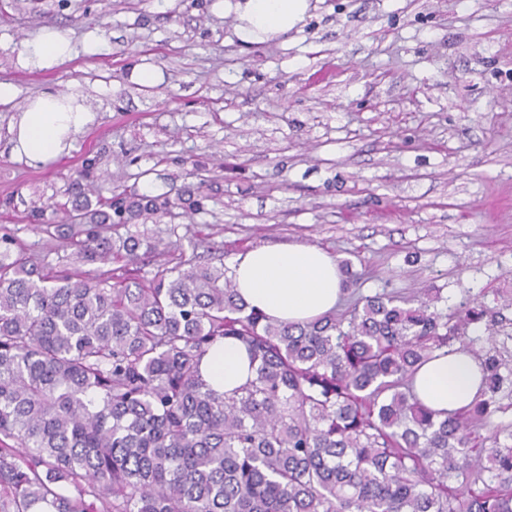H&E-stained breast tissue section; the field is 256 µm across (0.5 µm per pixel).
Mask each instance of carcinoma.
I'll return each instance as SVG.
<instances>
[{
  "label": "carcinoma",
  "instance_id": "cac0c4a2",
  "mask_svg": "<svg viewBox=\"0 0 512 512\" xmlns=\"http://www.w3.org/2000/svg\"><path fill=\"white\" fill-rule=\"evenodd\" d=\"M82 178L39 225L77 264L155 253L120 229L201 209L191 191L106 198ZM177 250L142 281L43 264L0 236V512H512V446L474 432L512 375L496 350L511 292L496 311L475 297L448 313L426 289L383 291L273 322L224 267H188ZM481 322L486 349L465 342ZM225 339L256 376L219 394L200 364ZM455 340L480 360L481 389L443 415L412 383Z\"/></svg>",
  "mask_w": 512,
  "mask_h": 512
}]
</instances>
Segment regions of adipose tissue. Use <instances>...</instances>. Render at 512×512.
Masks as SVG:
<instances>
[{"instance_id":"obj_1","label":"adipose tissue","mask_w":512,"mask_h":512,"mask_svg":"<svg viewBox=\"0 0 512 512\" xmlns=\"http://www.w3.org/2000/svg\"><path fill=\"white\" fill-rule=\"evenodd\" d=\"M306 0H247L249 25L254 30L279 33L301 20ZM73 53L66 30L45 27L26 46V66L51 69ZM94 114L78 95L47 91L23 104L11 126L12 152L32 166H45L69 154L75 137L92 123ZM233 282L250 308L271 321L305 323L335 309L342 294V275L336 258L312 245L269 246L250 249L237 257ZM201 374L220 393H230L256 375V367L239 342L213 345L201 362ZM480 362L468 353L435 352L416 374L414 392L429 408L457 411L479 394Z\"/></svg>"}]
</instances>
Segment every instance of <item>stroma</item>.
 Instances as JSON below:
<instances>
[{"mask_svg":"<svg viewBox=\"0 0 512 512\" xmlns=\"http://www.w3.org/2000/svg\"><path fill=\"white\" fill-rule=\"evenodd\" d=\"M246 0H29L0 10V227L38 261L57 241L31 213L66 201L82 166L95 186L176 198L194 213L129 224L224 265L264 244L350 261L342 298L438 291L494 304L512 289V0H307L288 33L242 40ZM44 26L72 56L22 66ZM98 41V52L86 50ZM160 78L141 84V67ZM82 96L95 120L45 167L10 151L16 105Z\"/></svg>","mask_w":512,"mask_h":512,"instance_id":"1","label":"stroma"}]
</instances>
